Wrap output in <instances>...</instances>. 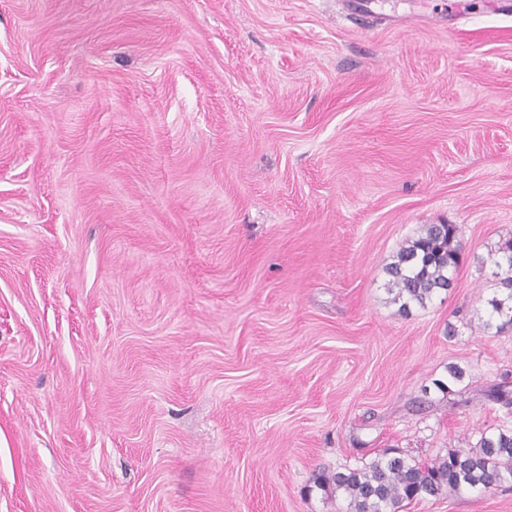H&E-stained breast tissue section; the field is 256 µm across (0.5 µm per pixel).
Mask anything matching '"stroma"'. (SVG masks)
Returning <instances> with one entry per match:
<instances>
[{
    "instance_id": "1",
    "label": "stroma",
    "mask_w": 512,
    "mask_h": 512,
    "mask_svg": "<svg viewBox=\"0 0 512 512\" xmlns=\"http://www.w3.org/2000/svg\"><path fill=\"white\" fill-rule=\"evenodd\" d=\"M511 242L512 0H0V512H348L512 431ZM458 237L455 224H429L400 249L387 269V290L400 302V311L408 312L410 304L423 306L438 290L451 288L449 271L459 262ZM503 253V260L507 266L506 272H510L511 275L506 273L507 275L501 279L500 284L507 292L504 298H495L490 301L492 312L503 319L498 326L500 330L512 325V242L506 246ZM509 302H511V305H509Z\"/></svg>"
}]
</instances>
